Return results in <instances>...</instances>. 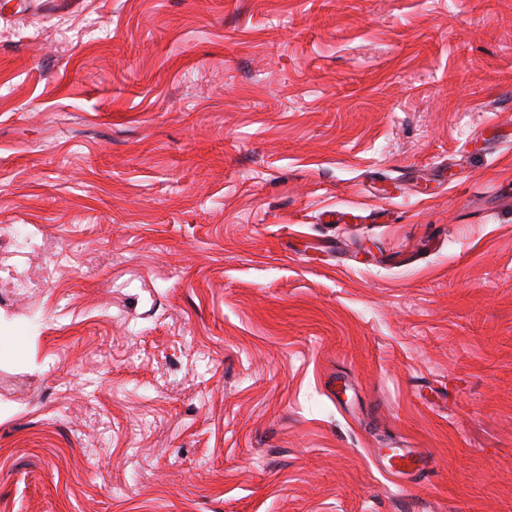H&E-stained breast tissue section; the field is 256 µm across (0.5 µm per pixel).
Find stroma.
<instances>
[{
  "label": "stroma",
  "mask_w": 512,
  "mask_h": 512,
  "mask_svg": "<svg viewBox=\"0 0 512 512\" xmlns=\"http://www.w3.org/2000/svg\"><path fill=\"white\" fill-rule=\"evenodd\" d=\"M0 336V512H512V0L0 17ZM395 456L380 454L384 471L402 478L421 482V476L428 469V459L413 448H394ZM393 457L395 459H393Z\"/></svg>",
  "instance_id": "1"
}]
</instances>
